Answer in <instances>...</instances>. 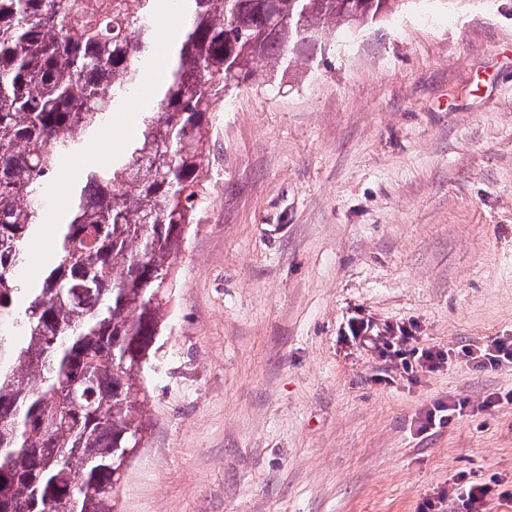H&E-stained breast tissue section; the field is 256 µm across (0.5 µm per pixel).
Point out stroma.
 Returning <instances> with one entry per match:
<instances>
[{
  "label": "stroma",
  "instance_id": "obj_1",
  "mask_svg": "<svg viewBox=\"0 0 512 512\" xmlns=\"http://www.w3.org/2000/svg\"><path fill=\"white\" fill-rule=\"evenodd\" d=\"M265 69L215 116L211 176L175 263L165 364L120 512H417L498 479L512 512V367L462 351L512 336V0H412ZM47 193L26 275L53 254L80 168ZM452 350L409 380L356 323ZM391 383L378 382V375ZM462 416L424 432L435 402Z\"/></svg>",
  "mask_w": 512,
  "mask_h": 512
}]
</instances>
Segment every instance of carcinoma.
Here are the masks:
<instances>
[{
  "label": "carcinoma",
  "mask_w": 512,
  "mask_h": 512,
  "mask_svg": "<svg viewBox=\"0 0 512 512\" xmlns=\"http://www.w3.org/2000/svg\"><path fill=\"white\" fill-rule=\"evenodd\" d=\"M162 2L0 0V512H117V469L150 426L173 266L208 190L213 114L259 63L275 76L407 0L356 17L347 0H189L167 83L126 149L80 174L55 261L27 283L44 193L144 82Z\"/></svg>",
  "instance_id": "cac0c4a2"
}]
</instances>
